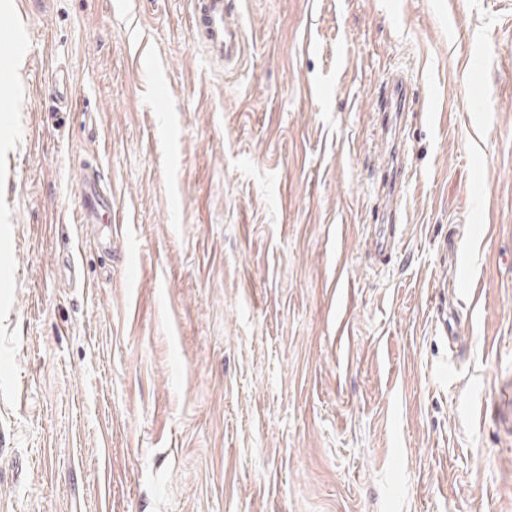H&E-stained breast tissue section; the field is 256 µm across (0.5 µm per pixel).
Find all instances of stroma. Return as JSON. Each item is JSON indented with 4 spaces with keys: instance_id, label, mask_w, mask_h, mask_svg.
Segmentation results:
<instances>
[{
    "instance_id": "stroma-1",
    "label": "stroma",
    "mask_w": 512,
    "mask_h": 512,
    "mask_svg": "<svg viewBox=\"0 0 512 512\" xmlns=\"http://www.w3.org/2000/svg\"><path fill=\"white\" fill-rule=\"evenodd\" d=\"M234 3L0 0V512H512V0ZM229 0H196L193 27L213 58L231 64L244 51L241 27L232 18ZM408 96V88L401 78L395 79L381 98L382 126L381 134L392 136L393 129L401 123ZM390 112H396L391 114ZM397 146H393V154L390 156L391 160H387V194L388 199L385 205V210L381 215L380 221L382 224L376 225L374 234L371 239V247L369 257L372 256L375 260L388 258L392 255V248L397 234L396 224L397 220L401 219L403 211L402 194L403 184L406 182L407 169L406 166L398 161L396 154ZM100 180L97 177L85 176L80 182V199L83 203L84 224H100L104 216L112 209V194L105 198L101 196Z\"/></svg>"
}]
</instances>
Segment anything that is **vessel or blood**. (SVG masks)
Segmentation results:
<instances>
[{
	"mask_svg": "<svg viewBox=\"0 0 512 512\" xmlns=\"http://www.w3.org/2000/svg\"><path fill=\"white\" fill-rule=\"evenodd\" d=\"M193 27L213 58L231 64L240 59L244 51V36L241 27L234 21L230 0H195ZM408 88L402 79H395L381 99V133L391 136L400 125L405 109ZM387 194L385 210L371 239L370 254L380 260L391 256L397 234L396 224L403 211L402 194L407 178V169L398 159L387 162ZM100 181L95 177H84L80 182V199L83 203V220L88 224L102 223L112 209L111 199L102 196Z\"/></svg>",
	"mask_w": 512,
	"mask_h": 512,
	"instance_id": "vessel-or-blood-1",
	"label": "vessel or blood"
}]
</instances>
